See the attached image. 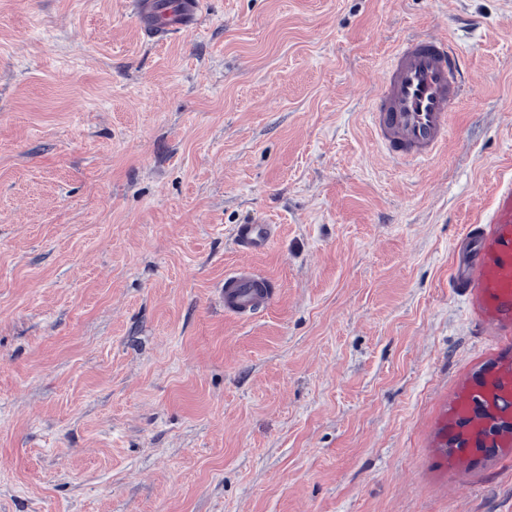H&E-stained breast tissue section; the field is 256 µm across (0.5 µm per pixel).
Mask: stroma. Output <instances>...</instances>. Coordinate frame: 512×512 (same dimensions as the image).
<instances>
[{
	"mask_svg": "<svg viewBox=\"0 0 512 512\" xmlns=\"http://www.w3.org/2000/svg\"><path fill=\"white\" fill-rule=\"evenodd\" d=\"M200 4L152 41L128 0H0V512H512V447L448 445L512 361L448 283L512 178V0ZM425 31L468 87L398 169L367 106ZM240 265L276 289L244 318ZM272 238V226L269 224H239L233 229L237 246L247 252L263 250ZM220 302L224 311L248 316L266 307L274 296L271 283L247 267H237L224 276Z\"/></svg>",
	"mask_w": 512,
	"mask_h": 512,
	"instance_id": "obj_1",
	"label": "stroma"
}]
</instances>
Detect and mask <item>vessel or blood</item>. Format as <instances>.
<instances>
[{
	"instance_id": "vessel-or-blood-1",
	"label": "vessel or blood",
	"mask_w": 512,
	"mask_h": 512,
	"mask_svg": "<svg viewBox=\"0 0 512 512\" xmlns=\"http://www.w3.org/2000/svg\"><path fill=\"white\" fill-rule=\"evenodd\" d=\"M463 57L453 41L425 32L398 44L368 111L371 134L397 164H419L452 135L450 116L465 86ZM455 287L472 288L481 305L512 325V181L501 182L476 223L467 225ZM244 251L263 250L273 238L268 224H240L233 230ZM274 296L271 283L247 267L224 277L225 312L248 316Z\"/></svg>"
}]
</instances>
